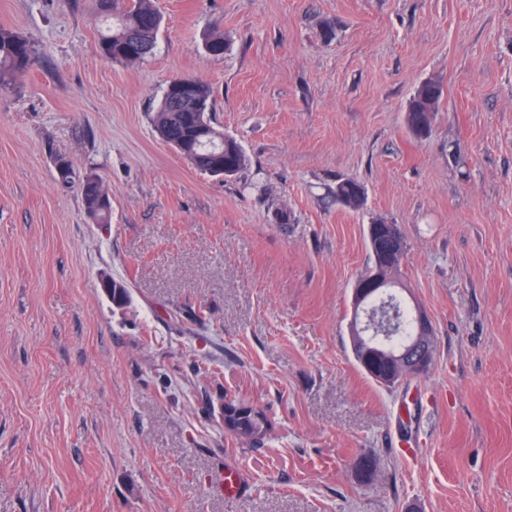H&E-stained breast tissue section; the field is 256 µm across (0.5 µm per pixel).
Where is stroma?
Instances as JSON below:
<instances>
[{
	"mask_svg": "<svg viewBox=\"0 0 512 512\" xmlns=\"http://www.w3.org/2000/svg\"><path fill=\"white\" fill-rule=\"evenodd\" d=\"M155 5L154 54L126 65L99 53L91 0H0L37 49L0 93V512H512V0ZM174 75L211 87L243 170L159 139ZM59 156L102 177L110 223ZM344 179L362 209L336 204ZM376 219L433 328L429 370L393 387L351 347ZM232 397L271 437L225 433ZM441 96L442 88L435 81H426L417 88L407 110L408 124L413 133L420 136L429 133Z\"/></svg>",
	"mask_w": 512,
	"mask_h": 512,
	"instance_id": "35a3bbf8",
	"label": "stroma"
}]
</instances>
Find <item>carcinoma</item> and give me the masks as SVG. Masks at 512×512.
<instances>
[{"label": "carcinoma", "mask_w": 512, "mask_h": 512, "mask_svg": "<svg viewBox=\"0 0 512 512\" xmlns=\"http://www.w3.org/2000/svg\"><path fill=\"white\" fill-rule=\"evenodd\" d=\"M95 24L103 25L100 30L101 52L114 61L127 64L138 63L150 56L156 46L162 18L153 5V0H95ZM204 48L214 58L224 55L226 48L224 33L219 24H214L208 33ZM36 48L26 37L0 28V92L13 86L15 76L32 65ZM183 76L171 77L159 107L152 117L155 132L166 144L181 150H191L197 156L207 157V162L196 163L194 167L212 176L225 174L233 176L248 164V158L236 139L216 129L211 121L212 92L202 80L190 76L191 89L182 92L177 81ZM442 88L439 83L429 80L416 90L408 106V124L411 131L423 136L429 133L432 116L437 111ZM58 179L65 185L79 188L88 215L97 224L110 223L112 203L104 189L102 179L94 172L84 175L76 172L74 163L66 158L56 161ZM361 185L346 179L336 184V203L352 210L364 205V196L356 195ZM390 304L396 308L398 326L391 338L390 347L402 344L412 332L410 307L401 293L394 291ZM242 432L250 436L265 438L271 429V422L262 410L245 418Z\"/></svg>", "instance_id": "obj_1"}]
</instances>
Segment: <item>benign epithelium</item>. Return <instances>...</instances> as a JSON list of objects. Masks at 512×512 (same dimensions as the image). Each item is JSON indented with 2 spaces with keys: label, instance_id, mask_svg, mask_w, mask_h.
<instances>
[{
  "label": "benign epithelium",
  "instance_id": "1",
  "mask_svg": "<svg viewBox=\"0 0 512 512\" xmlns=\"http://www.w3.org/2000/svg\"><path fill=\"white\" fill-rule=\"evenodd\" d=\"M371 251L382 257L376 271L353 289V316L350 322L352 340L358 350V363L379 383L391 386L403 381L413 373L425 371L431 363L433 345L432 325L427 313L414 306L418 321V332L403 348L391 352L373 344L372 333L381 338L388 335V322L374 317L371 306L380 297L390 294L395 286L393 270L402 259L405 244L399 229L394 224H371L368 227Z\"/></svg>",
  "mask_w": 512,
  "mask_h": 512
}]
</instances>
